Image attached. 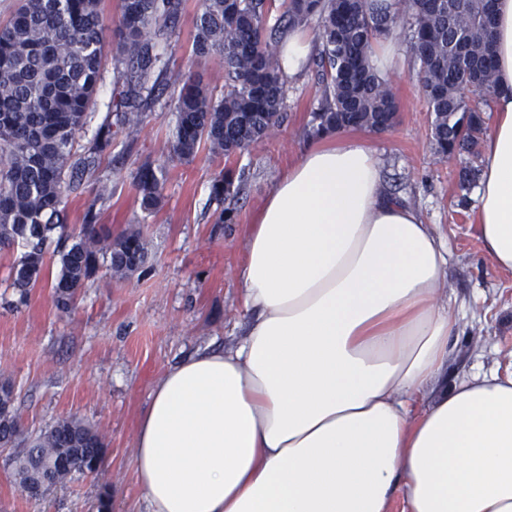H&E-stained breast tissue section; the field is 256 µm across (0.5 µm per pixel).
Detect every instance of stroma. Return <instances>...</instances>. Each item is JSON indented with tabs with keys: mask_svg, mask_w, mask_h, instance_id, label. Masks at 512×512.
Masks as SVG:
<instances>
[{
	"mask_svg": "<svg viewBox=\"0 0 512 512\" xmlns=\"http://www.w3.org/2000/svg\"><path fill=\"white\" fill-rule=\"evenodd\" d=\"M198 0H184L178 27L158 40L168 61L162 81L174 84L202 75L215 95L224 91L219 57L190 56ZM393 61L385 72L396 79L400 111L396 126L364 133L388 190L418 209L424 223L440 225L448 240V267L438 290L458 325L449 345L443 379L512 370V273L495 270L478 236L475 192L461 193V159H442L434 150L431 117L418 81V67L400 36L390 39ZM315 66L289 79L284 119L276 132L253 145L238 163L247 179L235 199V219L216 223L211 178L224 162L200 153L193 162L170 161L175 112L169 96L156 99L142 124L117 136L98 168L84 175L69 197V222L81 224L85 201L100 185L112 193L99 221L113 232L140 228L147 243L146 265L126 279L99 270L83 289L76 308L59 312L48 285L19 302L9 285L13 254L0 253V372L14 383L21 423L28 433L74 416L96 429L105 443L99 478L78 477L49 491L43 504L21 493L0 450V512H97L102 490L112 495V512H142L134 476L138 424L155 381L195 351L229 347L246 328L241 316L236 267L246 236L266 195L315 140L306 135L318 105ZM149 160L166 167L164 199L151 216L136 202L134 174Z\"/></svg>",
	"mask_w": 512,
	"mask_h": 512,
	"instance_id": "obj_1",
	"label": "stroma"
}]
</instances>
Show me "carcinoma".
Wrapping results in <instances>:
<instances>
[{
    "label": "carcinoma",
    "mask_w": 512,
    "mask_h": 512,
    "mask_svg": "<svg viewBox=\"0 0 512 512\" xmlns=\"http://www.w3.org/2000/svg\"><path fill=\"white\" fill-rule=\"evenodd\" d=\"M273 2L200 0L192 54L222 58L224 93L215 96L192 75L173 91L171 158L189 162L202 150L224 158L210 186L217 204L236 196L246 180L235 161L282 119L287 80L275 53L279 35L313 18L321 99L309 137L383 132L396 124L399 103L372 55L378 38L398 32L418 65L437 154L450 159L474 152L484 121L483 109L470 100L487 106L499 94L492 0H283L279 15ZM182 10L183 0H120L112 61L122 88L81 154L79 139L102 82L103 0H19L0 25V251L24 248L8 274L20 300L48 281L56 309L66 314L100 269L123 277L147 263L140 230L114 235L98 223L97 204L107 186L87 200L78 226L67 224L68 199L76 178L112 147L114 131L140 125L148 103L162 94L151 80L167 69L155 39L174 32ZM165 181V167L149 161L138 167L142 212L161 206ZM57 230L50 253L48 241ZM14 400L12 380L0 378V405L9 408L0 419V447L17 449L10 466L19 488L44 479L55 488L76 473L98 477L105 446L97 430L67 416L27 438Z\"/></svg>",
    "instance_id": "obj_1"
}]
</instances>
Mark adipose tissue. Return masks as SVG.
Segmentation results:
<instances>
[{"label": "adipose tissue", "instance_id": "adipose-tissue-1", "mask_svg": "<svg viewBox=\"0 0 512 512\" xmlns=\"http://www.w3.org/2000/svg\"><path fill=\"white\" fill-rule=\"evenodd\" d=\"M312 52L281 38L283 74ZM500 93L474 220L512 272V0L495 2ZM438 225L384 188L363 142L303 154L264 200L238 268L243 337L153 385L134 471L144 512H512V372L423 405L456 321Z\"/></svg>", "mask_w": 512, "mask_h": 512}]
</instances>
